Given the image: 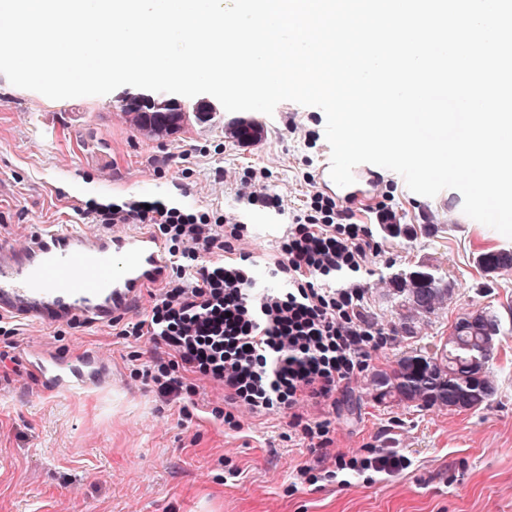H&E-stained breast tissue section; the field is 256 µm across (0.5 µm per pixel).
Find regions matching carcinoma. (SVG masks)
<instances>
[{
	"mask_svg": "<svg viewBox=\"0 0 512 512\" xmlns=\"http://www.w3.org/2000/svg\"><path fill=\"white\" fill-rule=\"evenodd\" d=\"M161 104L148 98L130 101L124 104V114L136 129L144 130L147 123L157 121ZM493 258L494 263L484 265L487 273L512 267L511 250L498 249ZM390 288L402 310L403 324L412 325L444 308L452 283L439 269L422 266L391 277ZM508 319L512 321L511 307L506 317L494 308L462 314L433 353H406L391 371L374 374L377 397L432 408L446 407L449 396L467 393L471 396L469 408H480L495 393L487 370L497 351V337L503 334Z\"/></svg>",
	"mask_w": 512,
	"mask_h": 512,
	"instance_id": "obj_1",
	"label": "carcinoma"
}]
</instances>
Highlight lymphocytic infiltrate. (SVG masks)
Masks as SVG:
<instances>
[{
  "label": "lymphocytic infiltrate",
  "mask_w": 512,
  "mask_h": 512,
  "mask_svg": "<svg viewBox=\"0 0 512 512\" xmlns=\"http://www.w3.org/2000/svg\"><path fill=\"white\" fill-rule=\"evenodd\" d=\"M84 214L109 227L148 225L168 252L169 271L150 290L151 309L118 334L163 346V355L133 375L163 400L179 402L183 421L193 420L206 389H217L224 403L210 413L226 431L241 432L243 409L259 417L287 415L289 441L311 454L296 468L301 483L408 468L407 457L393 450H332L337 392L389 340L364 307V279L383 245L370 225L353 223V211L335 197L310 194L267 260L270 277L280 283L272 291L253 276V257L243 247L249 228L240 220L135 199ZM307 404L318 408L317 416L304 415Z\"/></svg>",
  "instance_id": "obj_1"
}]
</instances>
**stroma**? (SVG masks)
Returning a JSON list of instances; mask_svg holds the SVG:
<instances>
[{
	"instance_id": "stroma-1",
	"label": "stroma",
	"mask_w": 512,
	"mask_h": 512,
	"mask_svg": "<svg viewBox=\"0 0 512 512\" xmlns=\"http://www.w3.org/2000/svg\"><path fill=\"white\" fill-rule=\"evenodd\" d=\"M139 93L123 86L104 96L52 100L0 74V241L18 245L51 224L103 235L106 227L82 218L79 208L162 200L240 216L250 226L254 275L274 287L265 261L331 154L324 112L292 101L270 115L249 112L261 135L241 144L228 132L237 113L209 95V122L192 121L156 139L123 115L124 100ZM247 168L266 174L283 214L239 201L235 179ZM386 193L401 216L395 236L374 211ZM367 203L356 220L371 225L387 256L372 265L364 306L392 341L373 353L368 374L339 394L335 449L395 450L409 458L407 469L353 473L343 485L289 492L309 452L284 439L285 418L245 412L243 431L231 435L205 413L180 425L178 403L162 402L130 377L132 353L145 361L158 354L152 341L127 343L108 323L71 329L23 319L12 340L0 336V351L11 356L0 366V512H512L511 331L500 336L490 366L497 392L480 409L400 405L379 400L370 385L371 373L393 367L402 354L433 348L461 314L512 306V268L488 274L477 264L481 253L512 249V239L467 217L458 191L424 197L388 169ZM423 262L454 289L443 310L408 332L387 285ZM31 345L69 358L98 352L112 379L78 392L47 391L26 360ZM232 466L239 477H229Z\"/></svg>"
}]
</instances>
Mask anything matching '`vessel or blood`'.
<instances>
[{
    "instance_id": "b4317fda",
    "label": "vessel or blood",
    "mask_w": 512,
    "mask_h": 512,
    "mask_svg": "<svg viewBox=\"0 0 512 512\" xmlns=\"http://www.w3.org/2000/svg\"><path fill=\"white\" fill-rule=\"evenodd\" d=\"M353 175L355 182L347 187L336 186L326 170L321 179L338 200L350 203L369 173L358 166ZM168 265L161 240L146 231L100 236L71 226L46 230L20 249L0 244V314L44 322H107L128 313L142 288L161 279ZM28 362L46 389L70 392L86 385L95 359L77 364L33 350Z\"/></svg>"
}]
</instances>
